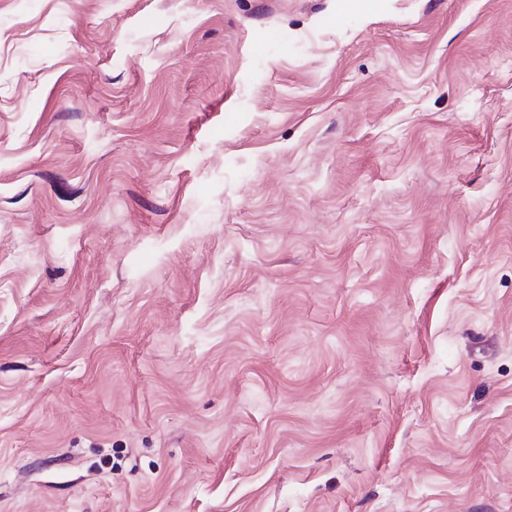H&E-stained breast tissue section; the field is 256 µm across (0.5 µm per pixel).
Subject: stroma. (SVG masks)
<instances>
[{"label":"stroma","mask_w":512,"mask_h":512,"mask_svg":"<svg viewBox=\"0 0 512 512\" xmlns=\"http://www.w3.org/2000/svg\"><path fill=\"white\" fill-rule=\"evenodd\" d=\"M0 512H512V0H0Z\"/></svg>","instance_id":"35a3bbf8"}]
</instances>
